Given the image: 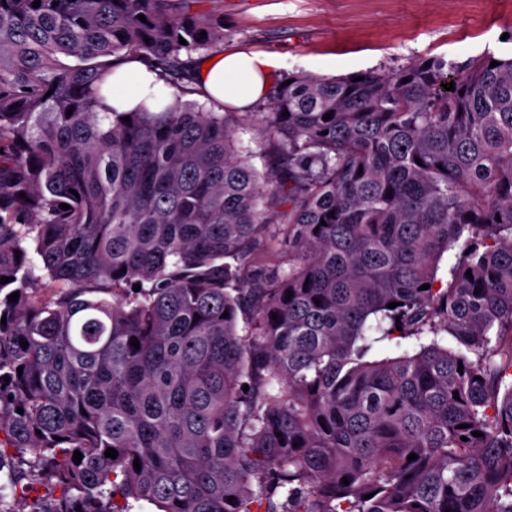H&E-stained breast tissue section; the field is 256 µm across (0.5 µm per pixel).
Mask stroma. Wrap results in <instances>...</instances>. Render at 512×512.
Masks as SVG:
<instances>
[{
    "label": "stroma",
    "mask_w": 512,
    "mask_h": 512,
    "mask_svg": "<svg viewBox=\"0 0 512 512\" xmlns=\"http://www.w3.org/2000/svg\"><path fill=\"white\" fill-rule=\"evenodd\" d=\"M221 8L223 50L272 54L281 80L512 55V0H222ZM233 120L237 147L265 172L272 142L264 128L242 112Z\"/></svg>",
    "instance_id": "1"
}]
</instances>
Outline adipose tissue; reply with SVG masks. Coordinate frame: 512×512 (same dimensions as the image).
<instances>
[{"instance_id": "1", "label": "adipose tissue", "mask_w": 512, "mask_h": 512, "mask_svg": "<svg viewBox=\"0 0 512 512\" xmlns=\"http://www.w3.org/2000/svg\"><path fill=\"white\" fill-rule=\"evenodd\" d=\"M209 69H195L193 86L201 98L228 103L245 110L262 100L270 90L277 61L263 52L226 51L210 56ZM104 83L100 111L130 112L139 105L162 111L172 104L169 89L158 73L144 62L130 57L121 62Z\"/></svg>"}]
</instances>
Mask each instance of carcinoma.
<instances>
[{"mask_svg": "<svg viewBox=\"0 0 512 512\" xmlns=\"http://www.w3.org/2000/svg\"><path fill=\"white\" fill-rule=\"evenodd\" d=\"M32 3L0 0L12 484L62 487L40 512H512V56L290 75L262 176L220 112H97L131 55L190 83L219 8Z\"/></svg>", "mask_w": 512, "mask_h": 512, "instance_id": "carcinoma-1", "label": "carcinoma"}]
</instances>
